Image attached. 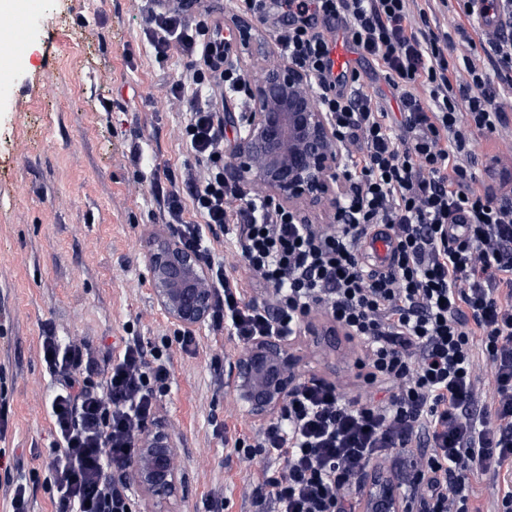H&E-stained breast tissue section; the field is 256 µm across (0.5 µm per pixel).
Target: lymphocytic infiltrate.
Listing matches in <instances>:
<instances>
[{"label": "lymphocytic infiltrate", "mask_w": 512, "mask_h": 512, "mask_svg": "<svg viewBox=\"0 0 512 512\" xmlns=\"http://www.w3.org/2000/svg\"><path fill=\"white\" fill-rule=\"evenodd\" d=\"M191 0H149L145 35L158 59L188 60L170 92L189 105L183 136L205 166L165 194L169 223L192 251L206 235L233 240L239 260L269 301L248 298L239 279L211 264L214 327L239 346L260 336L293 340L304 317L326 314L356 343L365 397L348 400L312 375L280 415L236 438L244 461L264 454L277 467L253 488L258 512H354L353 487L370 470L401 474L420 512H481L472 472L494 475L492 512H512V196L482 190L471 134L512 123V34L498 33L477 67L429 18L410 20V0H237L246 16L270 9L294 20L278 31L281 57L309 75L322 111L347 149L350 192L335 227L300 224L274 199L229 186L218 99L246 79L227 65L226 44L191 21ZM340 20L360 54L377 62L403 114L390 119L360 84L336 88L333 39L311 16ZM470 80L457 81L459 70ZM385 236L389 264L372 268L364 245ZM43 361L58 384L50 401L57 440L46 463L55 512H133L113 473L131 464L159 399L170 389L162 350L136 336L103 370L84 376L88 352L44 337ZM492 396L479 398L477 362Z\"/></svg>", "instance_id": "f902f5d3"}]
</instances>
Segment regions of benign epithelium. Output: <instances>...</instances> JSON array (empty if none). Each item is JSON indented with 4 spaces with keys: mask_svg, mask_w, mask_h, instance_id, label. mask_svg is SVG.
Returning a JSON list of instances; mask_svg holds the SVG:
<instances>
[{
    "mask_svg": "<svg viewBox=\"0 0 512 512\" xmlns=\"http://www.w3.org/2000/svg\"><path fill=\"white\" fill-rule=\"evenodd\" d=\"M262 19L241 21L236 39L256 42ZM249 70V111L225 112L224 123L236 136L230 168L235 179L255 193L288 207L300 224L309 212L321 211L336 223L344 194V147L330 114L321 110L306 73L266 53L261 46ZM154 300L168 320L193 331L207 320L215 301L203 257L185 249L179 238L157 234L145 249ZM303 333L328 341L336 323H303ZM300 359L278 336H260L229 362L226 387L247 415H277L288 393L302 378ZM137 456L128 472L146 512H176L181 478L178 444L168 429H147L137 441ZM363 512H407L409 507L395 480L384 471L364 483Z\"/></svg>",
    "mask_w": 512,
    "mask_h": 512,
    "instance_id": "7a95c632",
    "label": "benign epithelium"
}]
</instances>
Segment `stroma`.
Instances as JSON below:
<instances>
[{
    "label": "stroma",
    "mask_w": 512,
    "mask_h": 512,
    "mask_svg": "<svg viewBox=\"0 0 512 512\" xmlns=\"http://www.w3.org/2000/svg\"><path fill=\"white\" fill-rule=\"evenodd\" d=\"M24 37L27 56L0 78V395L9 404L0 436V512L13 481L33 487L31 512H54L46 485L54 383L41 339L87 345L88 368L133 333L168 349L171 390L156 420L179 445V512H255L252 487L266 462H244L225 434L258 429L225 381L239 347L205 324L180 349L178 332L153 300L144 252L157 232L177 234L154 181L163 170L203 176L187 150L185 103L170 85L184 75L179 54L158 60L143 31L144 0H42ZM493 193L512 188V127L473 135ZM303 375L363 396L356 349L298 336Z\"/></svg>",
    "instance_id": "stroma-1"
}]
</instances>
